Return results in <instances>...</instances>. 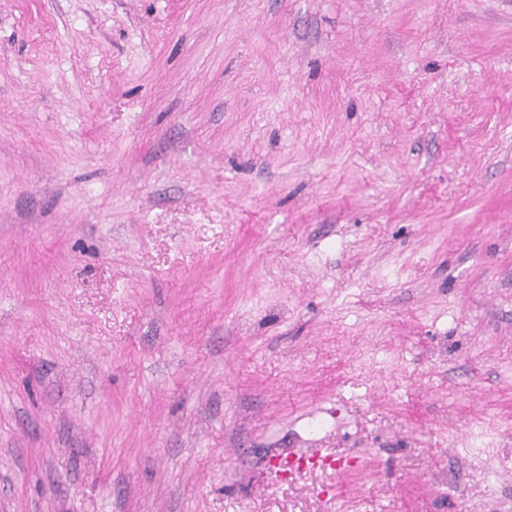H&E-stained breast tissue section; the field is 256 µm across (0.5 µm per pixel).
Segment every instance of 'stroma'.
<instances>
[{
  "instance_id": "1",
  "label": "stroma",
  "mask_w": 512,
  "mask_h": 512,
  "mask_svg": "<svg viewBox=\"0 0 512 512\" xmlns=\"http://www.w3.org/2000/svg\"><path fill=\"white\" fill-rule=\"evenodd\" d=\"M0 512H512V0H0Z\"/></svg>"
}]
</instances>
